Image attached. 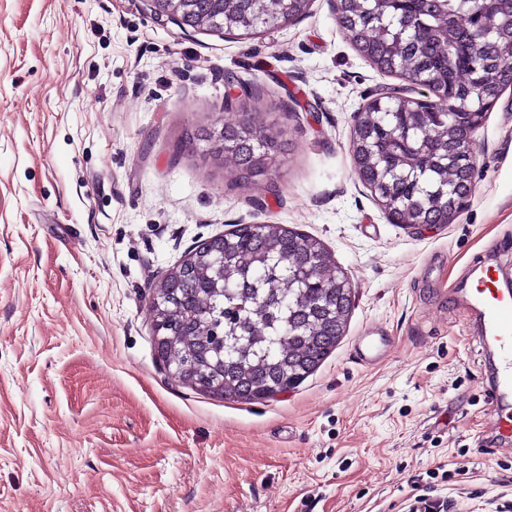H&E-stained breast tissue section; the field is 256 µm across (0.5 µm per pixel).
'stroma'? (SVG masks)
Masks as SVG:
<instances>
[{
	"label": "stroma",
	"instance_id": "stroma-1",
	"mask_svg": "<svg viewBox=\"0 0 512 512\" xmlns=\"http://www.w3.org/2000/svg\"><path fill=\"white\" fill-rule=\"evenodd\" d=\"M230 72L259 79L282 144L263 185L182 147L230 121ZM400 84L329 0L244 40L149 0H0V512H408L418 486L446 512H512L488 343L460 303L476 265L512 280V88L459 216L416 230L352 174L355 111ZM269 223L332 253L344 336L262 401L182 384L155 349L154 283L228 225ZM371 327L391 348L367 367Z\"/></svg>",
	"mask_w": 512,
	"mask_h": 512
}]
</instances>
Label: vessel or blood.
Masks as SVG:
<instances>
[{"label": "vessel or blood", "mask_w": 512, "mask_h": 512, "mask_svg": "<svg viewBox=\"0 0 512 512\" xmlns=\"http://www.w3.org/2000/svg\"><path fill=\"white\" fill-rule=\"evenodd\" d=\"M497 279L494 269H482L463 304L479 312L498 351L496 383L487 392L495 410L490 431L512 436V296L499 291ZM387 349L384 337L362 336L358 339L357 356L363 364L375 366L384 360Z\"/></svg>", "instance_id": "vessel-or-blood-1"}]
</instances>
